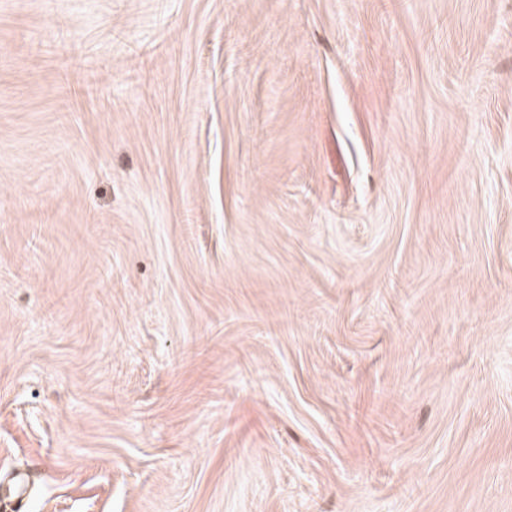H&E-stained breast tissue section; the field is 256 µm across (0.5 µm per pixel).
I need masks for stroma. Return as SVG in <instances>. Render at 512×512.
Returning <instances> with one entry per match:
<instances>
[{"label":"stroma","instance_id":"35a3bbf8","mask_svg":"<svg viewBox=\"0 0 512 512\" xmlns=\"http://www.w3.org/2000/svg\"><path fill=\"white\" fill-rule=\"evenodd\" d=\"M512 512V0H0V506Z\"/></svg>","mask_w":512,"mask_h":512}]
</instances>
